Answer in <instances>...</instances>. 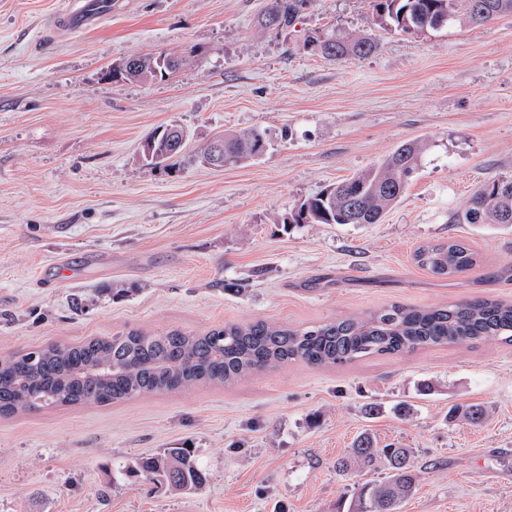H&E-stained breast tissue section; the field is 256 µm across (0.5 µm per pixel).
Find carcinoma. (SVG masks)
<instances>
[{
    "instance_id": "cac0c4a2",
    "label": "carcinoma",
    "mask_w": 512,
    "mask_h": 512,
    "mask_svg": "<svg viewBox=\"0 0 512 512\" xmlns=\"http://www.w3.org/2000/svg\"><path fill=\"white\" fill-rule=\"evenodd\" d=\"M374 21L405 34L459 24L482 26L512 13V0H374ZM311 0H269L263 23L276 14L278 27L291 26ZM324 57L365 58L375 49L363 35L331 34L312 41ZM133 73L112 66L115 81H146L180 67L181 57L166 53L137 56ZM224 165L236 166L261 156L266 133L245 130L223 137ZM423 146L402 142L380 164L300 203L282 224H377L405 194ZM451 224H497L512 228V178L487 182ZM414 263L435 277L452 279L472 270L478 254L458 239L419 246ZM473 341L512 343V302L475 298L446 306L392 305L366 317L336 319L307 327L267 321L228 323L198 334L172 329L151 334L128 329L112 336L15 353L0 360V416L80 404L109 405L149 394L199 385H232L261 370L293 362L326 368L370 355H397ZM480 404L456 405L449 418L483 423ZM378 466L383 481L354 484L346 512L397 510L416 491L420 474L411 448H379L367 432L354 440L336 469L362 476ZM121 474L134 482L181 494L203 490L207 477L189 447L162 448L124 465Z\"/></svg>"
}]
</instances>
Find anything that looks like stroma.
I'll use <instances>...</instances> for the list:
<instances>
[{
  "label": "stroma",
  "mask_w": 512,
  "mask_h": 512,
  "mask_svg": "<svg viewBox=\"0 0 512 512\" xmlns=\"http://www.w3.org/2000/svg\"><path fill=\"white\" fill-rule=\"evenodd\" d=\"M64 2L0 0V357L127 328L512 302V228L448 221L512 177V14L407 36L375 24L372 0H313L283 29L262 25L267 0H112L73 37L54 24ZM335 31L377 47L341 61L308 47ZM163 51L183 58L165 78L112 81L113 64ZM174 122L188 158L143 165L145 137ZM251 128L270 141L262 156L193 161L215 134ZM413 138L420 166L380 223L283 231L306 198ZM451 236L478 253L473 270L441 280L414 263ZM457 403L489 416L449 420ZM364 430L425 466L402 512H512V346L296 362L229 387L0 417V512H336L353 490L336 460ZM185 443L210 475L200 493L112 478Z\"/></svg>",
  "instance_id": "obj_1"
}]
</instances>
